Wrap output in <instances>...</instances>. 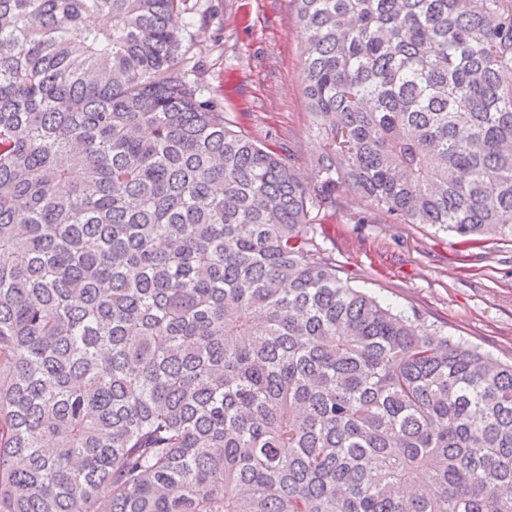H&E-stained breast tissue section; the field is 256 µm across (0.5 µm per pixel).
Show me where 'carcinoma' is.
Here are the masks:
<instances>
[{
    "instance_id": "obj_1",
    "label": "carcinoma",
    "mask_w": 512,
    "mask_h": 512,
    "mask_svg": "<svg viewBox=\"0 0 512 512\" xmlns=\"http://www.w3.org/2000/svg\"><path fill=\"white\" fill-rule=\"evenodd\" d=\"M184 2L0 0V512H512V361L313 216L512 242V0H292L311 178L177 69Z\"/></svg>"
}]
</instances>
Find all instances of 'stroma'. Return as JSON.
<instances>
[{"label":"stroma","mask_w":512,"mask_h":512,"mask_svg":"<svg viewBox=\"0 0 512 512\" xmlns=\"http://www.w3.org/2000/svg\"><path fill=\"white\" fill-rule=\"evenodd\" d=\"M179 57L189 79L257 141L291 149L303 174L324 152L300 79L306 39L291 0H186ZM320 249L351 286L512 360V242L456 244L427 224H397L355 193L321 213Z\"/></svg>","instance_id":"obj_1"}]
</instances>
